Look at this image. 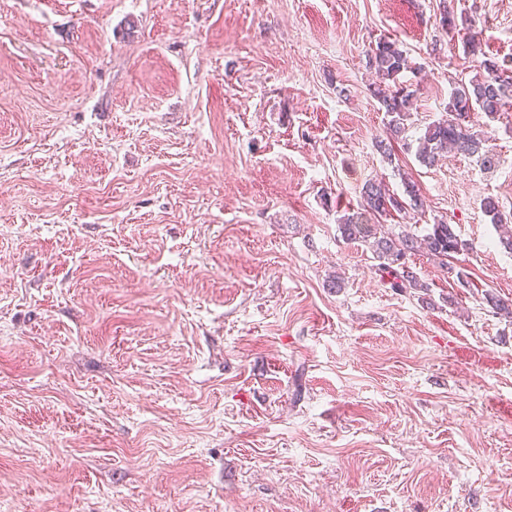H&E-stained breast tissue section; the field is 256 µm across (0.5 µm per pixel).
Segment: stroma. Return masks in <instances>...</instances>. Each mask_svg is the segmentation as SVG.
Wrapping results in <instances>:
<instances>
[{
	"instance_id": "stroma-1",
	"label": "stroma",
	"mask_w": 512,
	"mask_h": 512,
	"mask_svg": "<svg viewBox=\"0 0 512 512\" xmlns=\"http://www.w3.org/2000/svg\"><path fill=\"white\" fill-rule=\"evenodd\" d=\"M473 34L512 0H0V512H512V111L495 171L414 145ZM405 177L472 245L416 288L338 229ZM368 58L370 67L379 79L372 94L390 117L389 133L396 137L403 135L406 131L405 122L414 105L413 92L398 83L399 75L408 66L405 51L400 49L397 42L380 38L375 46L369 48ZM483 208L485 213L491 217L492 223L497 225L500 244L512 252V226L510 224H502L504 218L499 209L498 202L494 198L487 197L484 199Z\"/></svg>"
}]
</instances>
